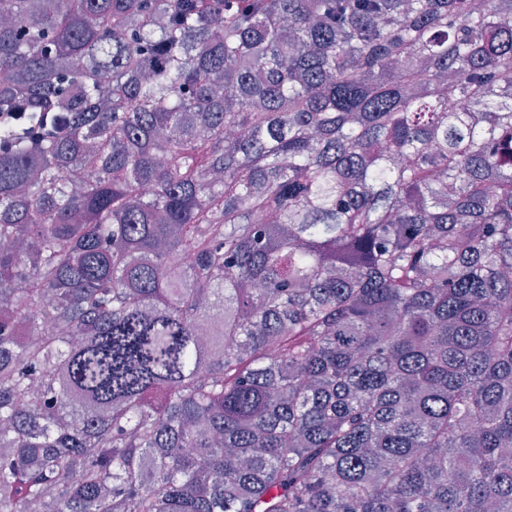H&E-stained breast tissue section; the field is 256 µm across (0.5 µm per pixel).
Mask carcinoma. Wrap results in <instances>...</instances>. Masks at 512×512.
<instances>
[{
  "label": "carcinoma",
  "mask_w": 512,
  "mask_h": 512,
  "mask_svg": "<svg viewBox=\"0 0 512 512\" xmlns=\"http://www.w3.org/2000/svg\"><path fill=\"white\" fill-rule=\"evenodd\" d=\"M12 105L0 512H512V0H0Z\"/></svg>",
  "instance_id": "carcinoma-1"
}]
</instances>
